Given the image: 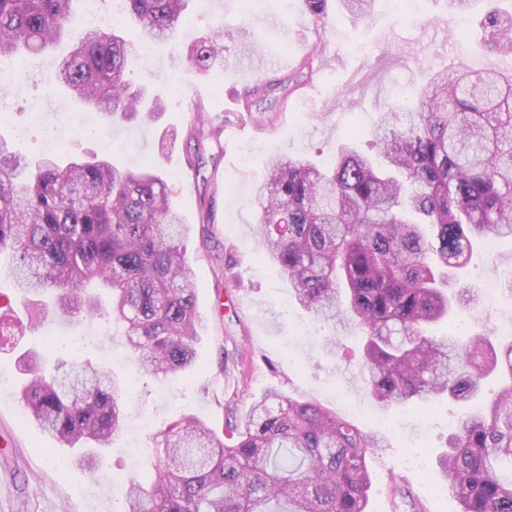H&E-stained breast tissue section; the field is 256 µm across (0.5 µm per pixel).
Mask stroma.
<instances>
[{
  "mask_svg": "<svg viewBox=\"0 0 512 512\" xmlns=\"http://www.w3.org/2000/svg\"><path fill=\"white\" fill-rule=\"evenodd\" d=\"M186 13L191 38L221 31L224 66L206 77L187 64L188 41L151 45L132 60L127 77L165 99V112L154 120L118 122L98 135L99 113L49 81L65 52L61 46L23 60L25 80L0 91V136L27 159L59 137L71 155L105 153L127 168L149 159L168 174L172 200L192 230L190 280L206 320L194 367L164 382L140 370L118 329L96 320L53 314L15 347L0 349V377L7 382L0 388V512H126L112 478L149 485L141 460L153 433L186 415L223 433L228 408L245 416L271 389L385 436V447L367 458L374 477L368 512H459L454 498L435 489L442 481L437 456L457 406L436 400L414 413L372 404L360 377V331L317 321L291 299L286 281L263 258L252 198L268 156L323 165L350 138L368 151L370 129L387 104L400 93L420 92L433 70H512V43L486 24L490 15H511L512 0H471L464 8L455 0H374L365 17L342 0H328L318 16L305 0H187ZM257 50L268 56L259 74L250 69ZM263 80L274 83V91L243 112L245 92ZM202 116L223 132L205 141L195 171L186 131ZM172 130L177 139H166ZM510 272L512 239H498L494 256L475 253L461 273L476 296L471 312L481 311L487 282ZM48 332L63 344L46 346ZM73 336L84 339L81 362L105 368L128 388L125 421L96 476L73 464L74 449L24 420L17 394L19 355L35 351L40 368L52 372L70 360L66 340ZM332 336L341 349H330ZM399 479L402 499L392 492Z\"/></svg>",
  "mask_w": 512,
  "mask_h": 512,
  "instance_id": "35a3bbf8",
  "label": "stroma"
}]
</instances>
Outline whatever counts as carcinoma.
<instances>
[{
    "label": "carcinoma",
    "instance_id": "cac0c4a2",
    "mask_svg": "<svg viewBox=\"0 0 512 512\" xmlns=\"http://www.w3.org/2000/svg\"><path fill=\"white\" fill-rule=\"evenodd\" d=\"M74 0H0V66L66 38L50 76L105 117L152 118L159 97L126 77L138 47L177 38L186 0H122L137 32L89 26ZM224 46L196 42L188 63L208 74ZM372 137L376 156L340 146L322 168L272 157L255 190L265 259L318 320L365 336L361 379L389 409L446 398L467 405L495 379L492 398L464 414L439 456L443 486L461 512H512V342L476 334L429 336L452 319L470 289L457 279L476 241L512 237V72H436L409 105L386 107ZM189 225L149 162L121 170L105 156L30 162L0 140V255L28 302L30 325L55 308L122 328L142 370L192 368L204 318L187 261ZM0 304V346L25 335ZM34 371L20 390L30 417L70 448L76 463L103 464L124 419L121 382L90 364ZM232 444L194 416L152 437L149 487L124 482L127 512H366L373 478L366 456L384 447L335 412L270 390L248 416L227 423Z\"/></svg>",
    "mask_w": 512,
    "mask_h": 512
}]
</instances>
